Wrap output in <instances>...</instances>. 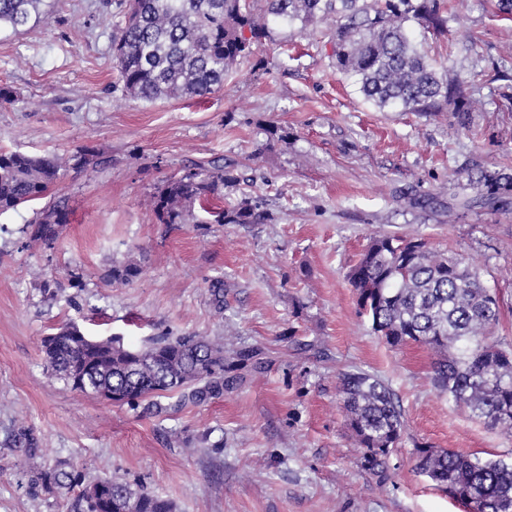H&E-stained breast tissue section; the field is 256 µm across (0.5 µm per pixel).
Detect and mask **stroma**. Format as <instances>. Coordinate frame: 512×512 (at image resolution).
<instances>
[{
  "label": "stroma",
  "instance_id": "1",
  "mask_svg": "<svg viewBox=\"0 0 512 512\" xmlns=\"http://www.w3.org/2000/svg\"><path fill=\"white\" fill-rule=\"evenodd\" d=\"M491 4L450 0L448 35L428 39L431 55L512 69V16ZM47 8L49 23L0 27V87L17 97L0 107V150L98 157L48 195L68 212L53 245L27 231L37 205L0 213V442L25 423L43 464L112 474L178 512H465L417 472V447L511 462L512 440L434 388L430 350L376 336L345 275L370 237L425 238L480 268L500 298L495 336L512 344V211L476 207L452 223L440 193L465 169L512 168V114L499 109L497 82L478 83L473 128L457 134L448 113L378 111L337 74L321 33L277 25L221 91L148 103L125 96L113 62L123 0ZM274 127L287 139L271 138ZM197 165L237 178L212 207L247 196L271 221L217 224L196 205L190 223H160L152 197ZM407 191L435 201L409 208ZM127 259L141 276L106 283ZM216 277L220 312L208 292ZM68 322L132 347L165 332L228 336L255 356L222 398L158 417L80 395L47 370L41 342ZM349 369L388 383L401 405L404 433L383 484L361 466L336 390ZM13 457L0 445V512H71V497L32 488Z\"/></svg>",
  "mask_w": 512,
  "mask_h": 512
}]
</instances>
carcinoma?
Returning <instances> with one entry per match:
<instances>
[{
	"mask_svg": "<svg viewBox=\"0 0 512 512\" xmlns=\"http://www.w3.org/2000/svg\"><path fill=\"white\" fill-rule=\"evenodd\" d=\"M45 0H0V25L19 31L45 23ZM299 32L327 25L336 72L353 80L364 99L381 111L438 116L451 111L455 129H470L471 85L482 72L466 75L432 59L409 28L438 38L448 34L446 0H127L124 25L114 40V59L127 96L154 102L203 97L221 90L224 79L270 37L269 19ZM68 160L0 151V212L36 203L61 178ZM236 178L217 167H194L164 183L153 196L162 224H187L191 207H204ZM471 188L472 197L461 194ZM459 208L512 209L508 168L466 172L448 193ZM220 224H257V203L244 198L222 209ZM67 223L56 204L40 212L30 238L52 244ZM141 274L134 260L114 262L104 275L129 284ZM371 329L385 344L410 343L434 353L431 381L473 419L489 420L512 438V346L494 339L499 322L497 296L483 285L480 271L455 253H440L419 237L379 235L370 239L347 273ZM214 307L224 309V280L210 281ZM229 338L199 334L161 335L141 348L123 337L90 338L74 323L45 337L47 367L72 390L118 406L145 404L154 415L224 396V356ZM337 391L361 463L384 478L404 432L399 400L380 378L362 370L338 376ZM177 395L174 405L161 398ZM34 486L47 493H76L77 512H176L174 504L126 482L89 480L65 462L47 468L41 440L20 423L8 435ZM416 469L467 512H512V463L484 460L455 449H417Z\"/></svg>",
	"mask_w": 512,
	"mask_h": 512,
	"instance_id": "cac0c4a2",
	"label": "carcinoma"
}]
</instances>
